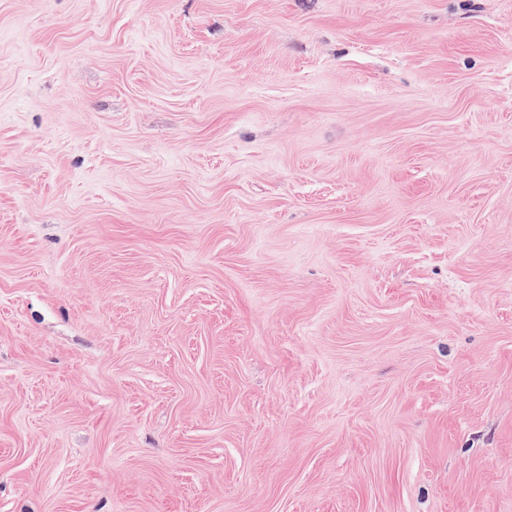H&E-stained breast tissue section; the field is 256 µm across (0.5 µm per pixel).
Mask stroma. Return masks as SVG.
Here are the masks:
<instances>
[{"mask_svg":"<svg viewBox=\"0 0 512 512\" xmlns=\"http://www.w3.org/2000/svg\"><path fill=\"white\" fill-rule=\"evenodd\" d=\"M0 512H512V0H0Z\"/></svg>","mask_w":512,"mask_h":512,"instance_id":"1","label":"stroma"}]
</instances>
